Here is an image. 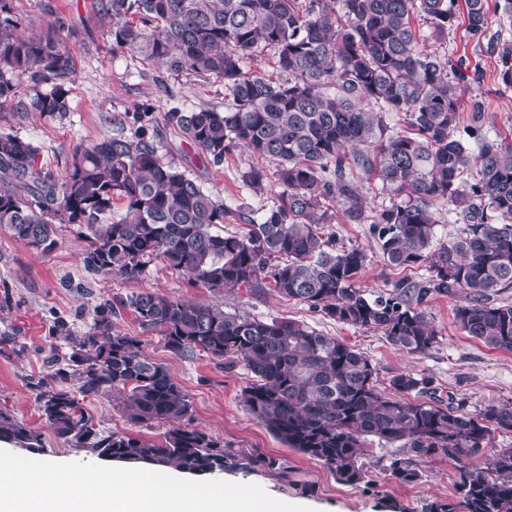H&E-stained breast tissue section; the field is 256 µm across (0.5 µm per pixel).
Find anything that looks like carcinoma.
Returning a JSON list of instances; mask_svg holds the SVG:
<instances>
[{
    "label": "carcinoma",
    "mask_w": 512,
    "mask_h": 512,
    "mask_svg": "<svg viewBox=\"0 0 512 512\" xmlns=\"http://www.w3.org/2000/svg\"><path fill=\"white\" fill-rule=\"evenodd\" d=\"M14 0H0V102L15 113L63 119L70 112L66 78L74 66L57 19L38 37L21 30ZM112 19V43L170 75L224 83V110L173 106L166 128L213 165L240 148L275 163L251 164L243 185L278 188L276 204L248 219L247 231L224 233L232 211L186 167L161 154L151 110L90 146L75 148L64 181L40 162L41 147L0 131V228L43 251L55 225L91 231L85 266L137 279L155 261L214 293L268 284L324 316L383 332L397 349L424 353L438 333L421 304L434 293L468 291L455 323L484 344L512 351V143L481 130L483 102L470 103L460 129L461 88L469 69L420 42L414 19L442 39L455 24L457 0H97ZM469 34L488 25L487 0H465ZM273 53L275 72L249 64ZM27 78L22 91L18 79ZM403 116L404 126L387 121ZM477 168V179L465 171ZM376 181L390 205L370 216L362 181ZM122 207H116V203ZM448 203L463 228L440 239L436 206ZM349 224L370 223L383 260L425 267L367 296L357 287L367 261L355 247L325 233L336 209ZM131 310L145 331L180 354H203L224 368L244 365L241 393L250 414L285 445L333 471L343 482L365 477L367 445H399L389 475L421 478L418 463L456 461L462 512H512V448L486 468L467 459L497 432L512 431V404L479 412L448 404L426 377H393L378 390L362 352L303 321H264L206 305L139 292L104 299L69 355L28 382L40 417L74 446L108 461L152 464L190 475L235 462L222 441L188 423L189 395L168 369L139 351V340L115 330L112 318ZM417 393L423 401L411 402ZM112 393L138 424L165 422L157 442L126 432L102 434L81 403ZM0 442L38 451L41 434L0 409Z\"/></svg>",
    "instance_id": "cac0c4a2"
}]
</instances>
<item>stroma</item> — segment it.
<instances>
[{
  "instance_id": "35a3bbf8",
  "label": "stroma",
  "mask_w": 512,
  "mask_h": 512,
  "mask_svg": "<svg viewBox=\"0 0 512 512\" xmlns=\"http://www.w3.org/2000/svg\"><path fill=\"white\" fill-rule=\"evenodd\" d=\"M23 30L30 35L46 32L56 17L66 27L61 37L70 49L74 70L70 76V112L64 119L45 115H14L10 104H0V127L17 131L41 146V160L57 176H65L71 155L89 145L131 127L139 107L150 106L162 116L171 106L186 109L223 107L224 85L192 75H168L155 64L132 57L113 46L111 25L97 10L96 0H15ZM512 48V0H489V24L480 35L467 33L457 20L436 49L440 56L463 61L476 78L462 94L464 100H483L482 130L492 139L512 142V86L500 76L501 53ZM164 150L184 160L204 187L219 194L234 213L225 228L237 231L240 219L268 209L276 202V188L253 193L243 187L240 173L252 157L243 151L226 156L223 165L202 162L193 148L178 139L163 138ZM340 245L356 247L367 256L359 286L367 293L389 291L392 283L410 276H425V268L403 270L385 264L368 225L349 224L336 217L330 226ZM89 232L79 224L56 227L54 248L33 249L0 229V408L43 437L36 459L58 462H92V455L72 447L42 420L28 390L30 378L46 374L48 360L68 353L70 340L54 339L49 329L56 319L67 320L73 337L88 330L94 308L104 299L156 291L171 298L201 304H220L225 311H239L261 320L292 318L306 322L363 352L376 369L380 391H388L391 379L411 372L432 380L441 396H453L466 411L478 412L491 402H512V351L491 348L465 335L456 325L453 310L464 302V293L434 294L423 310L438 332L430 351H399L382 331L336 322L308 305L282 297L274 288H238L221 294L187 282L161 262L152 263L137 279L89 271L83 261ZM117 329L140 339L141 352L165 365L189 394L195 426L223 441L225 449L272 459V466L229 467L223 480L252 483L281 501L312 508L313 512H427L434 502L454 503L458 497L455 461L436 458L420 463L421 479L405 485L387 471L399 445L374 446L365 461V478L346 484L336 474L281 443L247 411L241 399L249 375L244 367L227 370L201 355L184 356L165 347L159 336L144 331L131 311L115 318ZM97 430L126 431L149 439H161L166 424L129 421L121 400L114 395L83 404Z\"/></svg>"
}]
</instances>
